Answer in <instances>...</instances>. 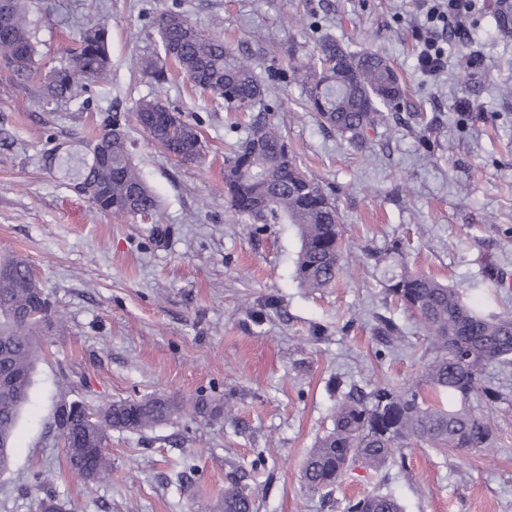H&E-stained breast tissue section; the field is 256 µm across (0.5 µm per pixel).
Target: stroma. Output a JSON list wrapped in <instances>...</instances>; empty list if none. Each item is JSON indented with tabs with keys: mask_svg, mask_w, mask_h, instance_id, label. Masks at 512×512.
Returning a JSON list of instances; mask_svg holds the SVG:
<instances>
[{
	"mask_svg": "<svg viewBox=\"0 0 512 512\" xmlns=\"http://www.w3.org/2000/svg\"><path fill=\"white\" fill-rule=\"evenodd\" d=\"M418 0H26L39 58L58 65L83 28L106 23L112 80L79 85L65 103L0 88V256L25 259L60 318L42 341L0 474V512H37L38 472L68 512H209L231 467L248 471L253 512H344L348 500L389 493L403 512H512V366L489 365L498 390L493 447L468 454L399 448L389 466L348 471L323 496L306 491L302 466L332 427V380L366 387L420 383L435 349L416 319L386 298L366 250L401 242L410 271L459 288L485 313H512V39L492 13L471 22L480 66L460 69L461 46L441 41L448 66L418 62ZM179 11L248 55L268 88L267 114L297 166L336 200L347 248L343 274L317 292L294 278L300 249L291 224L240 221L224 195V159L253 113L228 112L192 93L185 77L163 84L137 69L158 40L156 18ZM385 55L407 92L389 127L369 132V155L325 129L302 106L289 57L307 60L320 37ZM161 99L198 131L206 157L183 163L136 125L128 149L160 214L137 223L93 209L44 152L84 157L112 113ZM501 278L488 287L485 266ZM399 328L377 335L380 318ZM165 392L231 399L232 418L192 415L145 433H113L112 470L96 484L72 470L53 427L58 401L94 408Z\"/></svg>",
	"mask_w": 512,
	"mask_h": 512,
	"instance_id": "1",
	"label": "stroma"
}]
</instances>
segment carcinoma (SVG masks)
<instances>
[{
	"instance_id": "1",
	"label": "carcinoma",
	"mask_w": 512,
	"mask_h": 512,
	"mask_svg": "<svg viewBox=\"0 0 512 512\" xmlns=\"http://www.w3.org/2000/svg\"><path fill=\"white\" fill-rule=\"evenodd\" d=\"M499 34L512 36V5L500 2L494 14ZM158 47L142 56V74L156 83L168 80L169 66L183 71L191 87L224 100L229 109L246 107L265 112V90L249 61L224 40L192 24L180 12L156 18ZM35 32L21 0H0V75L7 86L19 88L38 80ZM293 75L306 84L305 107L322 126L349 142L363 145L366 133L387 122L405 90L389 60L377 51H350L333 38L321 40L316 55L302 66L290 64ZM112 63L103 26L86 29L77 48L40 88L51 101L73 98L80 80L106 84ZM130 118L167 154L182 162L203 158V144L194 126L184 122L161 101L142 99ZM103 143L111 157L106 171L84 166L78 182L91 175L104 185L88 197L98 210L117 219L158 216L160 202L133 164L119 116L104 124L89 142ZM224 192L234 214L263 224L282 220L297 226L301 248L295 278L303 288L319 291L336 283L345 247L336 202L313 177L294 163L279 128L265 117L254 120L244 140L224 163ZM382 283L390 298L410 311L437 354L424 370L427 391L393 383L369 389L352 388L340 395L333 426L306 454L302 477L309 492H331L354 465L379 472L394 448L425 443L459 452L493 446V418L477 415L466 405L447 407L436 401L442 391L465 402L473 397L491 405L498 391L482 384L492 363L512 362V314L484 315L461 293L433 276L418 274L399 261L380 259ZM0 267V449L10 447L19 415L29 400L42 347L39 336L52 322L48 299L35 298L34 274L17 256L1 258ZM189 411L218 422L231 415L229 403L219 405L198 396L179 399L153 393L139 399H120L91 410L79 401H61L54 428L64 444L71 469L95 483L111 469L105 448L111 432L144 433ZM247 474L235 470L224 487L217 512H252L245 493ZM346 512H401L389 494L351 500Z\"/></svg>"
}]
</instances>
